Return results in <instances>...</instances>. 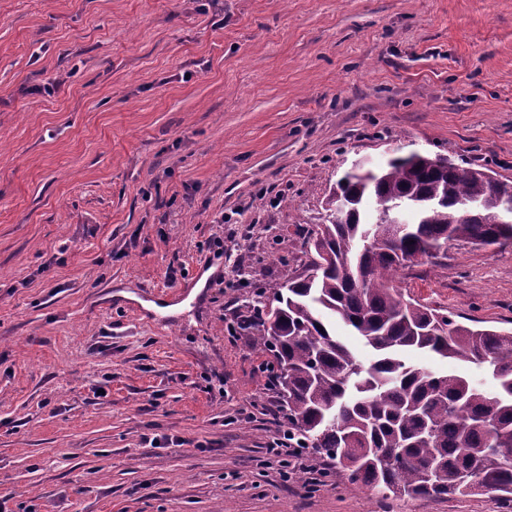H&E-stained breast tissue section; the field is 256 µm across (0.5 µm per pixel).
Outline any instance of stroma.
<instances>
[{"mask_svg": "<svg viewBox=\"0 0 512 512\" xmlns=\"http://www.w3.org/2000/svg\"><path fill=\"white\" fill-rule=\"evenodd\" d=\"M412 152L512 182V0H0L6 512H506L336 468L310 492L266 453L249 304L301 272L344 172ZM395 285L512 330V242Z\"/></svg>", "mask_w": 512, "mask_h": 512, "instance_id": "1", "label": "stroma"}]
</instances>
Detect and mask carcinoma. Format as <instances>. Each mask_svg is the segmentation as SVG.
<instances>
[{"label": "carcinoma", "mask_w": 512, "mask_h": 512, "mask_svg": "<svg viewBox=\"0 0 512 512\" xmlns=\"http://www.w3.org/2000/svg\"><path fill=\"white\" fill-rule=\"evenodd\" d=\"M338 189L349 207L336 215L328 196L325 220L307 239L314 256L305 271L274 293L276 306L256 301L288 427L383 501L484 491L511 503L512 332L465 326L405 300L394 276L437 244L512 239V223L466 217L512 183L497 184L481 166L410 154L365 178L347 173ZM395 206L413 215L407 234L390 249L364 246ZM338 320L373 351L369 363L336 338ZM409 351L484 365L497 391L410 365Z\"/></svg>", "instance_id": "cac0c4a2"}]
</instances>
